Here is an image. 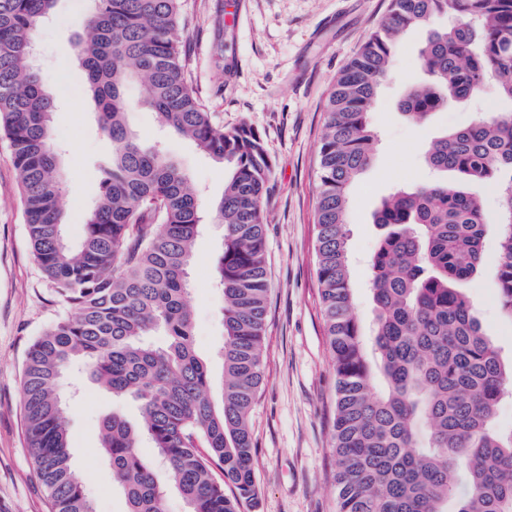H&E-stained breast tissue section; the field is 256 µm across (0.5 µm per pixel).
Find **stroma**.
Returning <instances> with one entry per match:
<instances>
[{"mask_svg": "<svg viewBox=\"0 0 512 512\" xmlns=\"http://www.w3.org/2000/svg\"><path fill=\"white\" fill-rule=\"evenodd\" d=\"M389 3L181 0L188 85L225 128L244 122L258 130L272 162L263 206L270 289L263 384L250 419L259 494L241 512H336V372L316 276L317 153L327 95ZM90 8V0H57L51 19L33 38L35 69L55 98L51 126L62 154L66 235L75 244L83 236L84 215L101 194L100 166L112 154L72 55L73 43L87 37L82 20ZM229 14L238 15V22L226 24ZM429 34V29H415L397 42L392 76L380 86L370 110L378 135L372 160L350 189L348 256L357 312L367 325L374 317L368 261L381 233L375 213L382 199L424 178L422 153L432 139L481 114L512 109L490 80L476 99L449 102L429 121L416 123L403 115L400 104L408 91L430 80L418 64ZM128 94L134 105L126 116L129 127L146 140H163L169 156L189 174L203 207L217 202L224 192L223 166L160 129L154 113L140 106L139 85H131ZM479 194L487 219L486 263L468 295L507 361L512 359V324L501 316L494 268L502 200L490 188ZM222 235L221 225L206 223L189 271L195 349L217 373L223 365L224 299L211 281ZM64 313L35 262L17 173L6 143L0 142V512H52L25 434L21 380L30 345ZM62 390L71 397L67 427L73 463L95 512H126L112 469L96 451L98 428L101 417L114 409L138 420L137 405L114 400L78 366L70 369Z\"/></svg>", "mask_w": 512, "mask_h": 512, "instance_id": "35a3bbf8", "label": "stroma"}]
</instances>
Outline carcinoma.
<instances>
[{"mask_svg": "<svg viewBox=\"0 0 512 512\" xmlns=\"http://www.w3.org/2000/svg\"><path fill=\"white\" fill-rule=\"evenodd\" d=\"M56 2L0 0V140L18 174L34 258L72 310L36 338L23 373L22 414L37 474L53 512H95L72 462L68 406L57 389L79 363L113 398L140 408L136 422L117 411L100 420V450L127 512H165L170 491L187 512H240L257 495L249 416L262 384L269 293L264 141L245 122L228 130L217 124L186 83L180 0H92L85 21L91 36L73 55L112 141V162L102 168L101 195L81 242L69 245L51 133L54 99L31 60L34 31ZM448 15L454 24L431 29L419 54L432 82L408 93L402 113L425 120L472 97L490 75L512 101V0H390L325 104L316 251L336 370V512H512V429L493 423L512 393V364L503 362L467 294L485 264L486 216L470 191L475 184L502 197L495 274L501 313L512 323V111L431 141L427 167L455 172L458 181H421L382 201L369 339L351 285L346 213L351 185L371 161L370 103L390 75L399 35ZM133 83L162 128L228 172L212 213L224 227L214 278L224 297L218 382L195 351L186 301L202 206L182 168L128 128ZM377 375L385 381L378 393ZM145 442L152 461L141 452Z\"/></svg>", "mask_w": 512, "mask_h": 512, "instance_id": "obj_1", "label": "carcinoma"}]
</instances>
